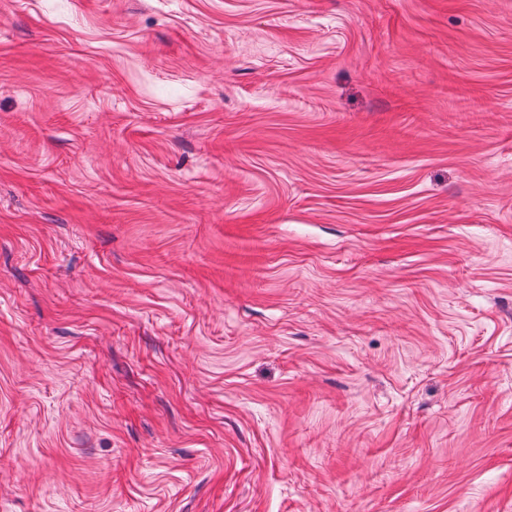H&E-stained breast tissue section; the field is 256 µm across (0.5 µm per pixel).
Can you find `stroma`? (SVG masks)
I'll return each mask as SVG.
<instances>
[{"label": "stroma", "instance_id": "stroma-1", "mask_svg": "<svg viewBox=\"0 0 512 512\" xmlns=\"http://www.w3.org/2000/svg\"><path fill=\"white\" fill-rule=\"evenodd\" d=\"M0 512H512V0H0Z\"/></svg>", "mask_w": 512, "mask_h": 512}]
</instances>
